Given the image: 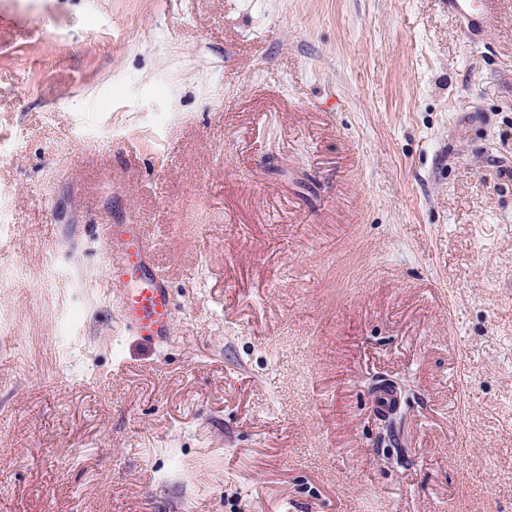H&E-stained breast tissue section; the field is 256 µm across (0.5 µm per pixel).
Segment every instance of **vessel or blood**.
Listing matches in <instances>:
<instances>
[{
	"instance_id": "1",
	"label": "vessel or blood",
	"mask_w": 512,
	"mask_h": 512,
	"mask_svg": "<svg viewBox=\"0 0 512 512\" xmlns=\"http://www.w3.org/2000/svg\"><path fill=\"white\" fill-rule=\"evenodd\" d=\"M470 45L485 43L499 12L500 0H442ZM106 275L123 324L138 336L160 344L173 334V300L167 278L155 267L144 225L103 224Z\"/></svg>"
}]
</instances>
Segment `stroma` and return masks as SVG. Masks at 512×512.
I'll list each match as a JSON object with an SVG mask.
<instances>
[{
    "mask_svg": "<svg viewBox=\"0 0 512 512\" xmlns=\"http://www.w3.org/2000/svg\"><path fill=\"white\" fill-rule=\"evenodd\" d=\"M0 512H512V0H0ZM448 13L459 23L470 45L485 43L488 33L497 19L500 0H442ZM106 246L110 294L123 324L137 336L159 344L173 334V300L169 281L155 267L144 225L99 224Z\"/></svg>",
    "mask_w": 512,
    "mask_h": 512,
    "instance_id": "35a3bbf8",
    "label": "stroma"
}]
</instances>
